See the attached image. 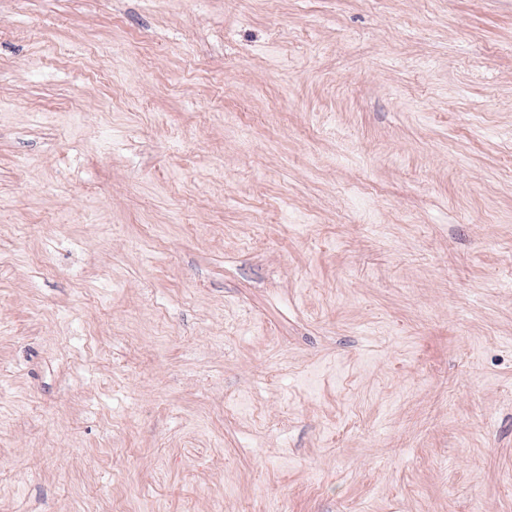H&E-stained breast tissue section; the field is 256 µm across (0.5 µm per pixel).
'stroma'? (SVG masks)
Instances as JSON below:
<instances>
[{
	"label": "stroma",
	"mask_w": 512,
	"mask_h": 512,
	"mask_svg": "<svg viewBox=\"0 0 512 512\" xmlns=\"http://www.w3.org/2000/svg\"><path fill=\"white\" fill-rule=\"evenodd\" d=\"M0 512H512V0H0Z\"/></svg>",
	"instance_id": "1"
}]
</instances>
